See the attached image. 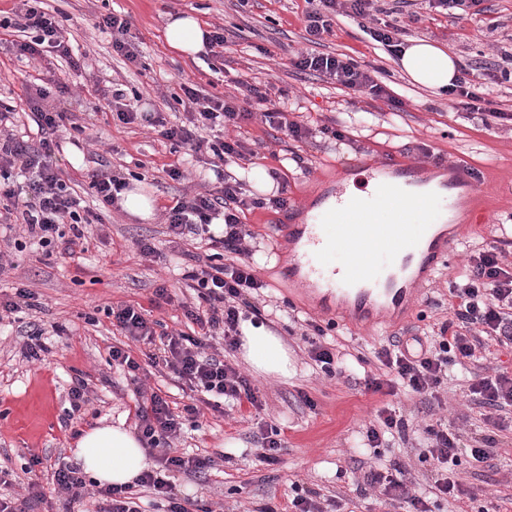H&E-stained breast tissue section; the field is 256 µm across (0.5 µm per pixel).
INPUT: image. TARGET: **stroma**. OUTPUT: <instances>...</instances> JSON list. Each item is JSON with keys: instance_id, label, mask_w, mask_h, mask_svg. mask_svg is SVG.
<instances>
[{"instance_id": "35a3bbf8", "label": "stroma", "mask_w": 512, "mask_h": 512, "mask_svg": "<svg viewBox=\"0 0 512 512\" xmlns=\"http://www.w3.org/2000/svg\"><path fill=\"white\" fill-rule=\"evenodd\" d=\"M45 6L62 22L71 43L89 51L92 66L75 71L49 55L36 62L21 61L16 33L0 29V104L25 112L27 87L47 88L49 104L74 113L85 128L81 134L68 128L56 134L59 147L53 161L61 177L88 206H95L85 173L91 159H99L112 171L137 174L154 198L155 210L152 219L144 221L116 205L103 209L102 223L87 227L88 250L72 258L33 248L16 251L6 245L0 229V250L6 253L1 260L6 270L0 274V294L11 295L13 286L22 282L43 304L19 321H0V468L12 471L15 478L13 485L0 486V496L25 497L32 473L37 474L44 495L55 496L58 465L78 463L75 429L118 423L134 428L135 390L108 364L111 347L125 340L107 318L108 306L132 304L167 330L186 328L178 303L191 300L194 292L186 287L182 269L199 249L194 242L170 238L165 210L182 194L213 189L216 177L197 166L184 180L170 179L165 167L177 158L171 143L150 127L113 119L110 106L113 91L137 92L139 111L163 112L178 123L189 110L181 101L182 82H193L206 94L224 92L223 75L212 72L203 60L183 57L168 46L166 16L181 12L194 14L206 26L232 31L225 58L235 78L270 81L303 97L307 123L314 132L308 142L279 138L276 130L257 119L241 128L256 153L255 164L287 175L289 202L310 200L318 191L334 187L342 166L355 164L361 156L378 161L398 157L425 165L436 155L482 175L485 212L483 223L467 227L451 261L438 266L421 284L418 302L406 321L364 331L346 325L330 330L327 342L344 354L343 373L333 378L309 358L302 329L291 321L292 316L309 314L311 307L289 301L283 272L290 255L275 231L279 212H246L244 222L259 248L257 274L272 302L281 307L280 312L264 314L262 321L287 347L294 373L285 380L260 375L251 372L241 356H233V364L260 389L264 410L259 413L248 405L226 415L209 410L200 427L185 425L179 450L211 458L213 465L201 475L175 474L177 490L206 500L212 512H256L266 504L286 512L297 486L337 502L339 512H401L379 491L360 490L362 474L369 467L384 470L400 463L415 469L418 490L430 491L439 474L430 463L419 461L422 443L417 437L379 455L366 445V428L385 398L366 392L364 378L380 374L371 355L388 337L408 336L447 318L449 283L462 271L469 252L492 244L499 224L512 214V125L486 128L463 121L449 108L447 96L413 85L398 61L374 45L356 20L345 16L335 18L334 34L324 41L323 51L382 67V80L392 95L405 101V111H390L381 100H351L336 83L297 72L291 57L310 48L303 0H249L244 7L238 0H45ZM481 7L480 14L461 19L421 8L416 18L404 19L406 37L436 42L456 59L480 64L503 51L512 52V0H482ZM115 11L133 24L139 64L114 55L110 37L93 28L98 17ZM323 125L347 127L348 140L340 145L320 135ZM293 151L303 157V167L290 161ZM144 239L162 242L164 261L140 254L137 244ZM162 284L167 285L172 304L155 305L153 291ZM31 322L63 327L61 334L45 335L51 353L42 363L24 356ZM78 376L89 379L91 393L83 420L73 425L67 416L68 391ZM398 408L413 429L431 419L447 420L457 428L465 447L494 436L491 459L475 463L465 455L455 468L462 486L475 489L477 497L454 507L458 512H512V429L495 427L454 390L435 400L402 396ZM261 419L281 430L286 451L278 464L254 463L256 423ZM35 457L40 460L36 466L31 463Z\"/></svg>"}]
</instances>
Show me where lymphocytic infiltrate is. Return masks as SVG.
<instances>
[{
    "mask_svg": "<svg viewBox=\"0 0 512 512\" xmlns=\"http://www.w3.org/2000/svg\"><path fill=\"white\" fill-rule=\"evenodd\" d=\"M43 0H19L13 17L0 20V28L23 33L17 42L18 55L37 59L44 53H56L73 70L84 69L87 54L74 53L61 22L42 7ZM306 32L311 40L332 35L333 19L344 14L371 21L377 0H305ZM301 72L318 74L347 89L353 95H369L386 100L392 111H403L402 99L391 95L379 81L380 67L362 64L345 54H312L300 52L291 60ZM471 63L461 62L459 74L447 94L457 112L478 115L483 125L512 123V113L497 108L488 89L477 86L469 78ZM186 100L195 107L185 122L173 124L163 113L148 116L147 121L157 135L182 148L196 162L219 171L220 166L248 161L254 152L241 137L228 136L227 130L241 122L257 118L275 127L291 140H306L311 130L295 117L297 107L287 91L272 83L236 81L233 91L205 95L192 82L181 83ZM45 88H36L27 96L28 117L37 126L39 141L30 144L16 138L6 124L12 110L0 111V224L21 225L30 239L60 256L71 257L84 250L88 238L85 225L97 221L91 210L83 209L73 188L63 181L51 158L54 134L60 127L83 132L73 113L47 105ZM26 173V187L12 179L13 171ZM217 193H197L179 198L165 216L170 235L178 238L206 239L209 249L219 257V264L187 267L184 280L190 281L197 293L192 304H183L184 317L198 331L156 334L153 323L140 310L127 304L107 308L113 326L132 341L150 345L147 357L153 366L166 369L188 385L191 391L212 398V410L250 405L262 409L259 390L229 360L238 347L239 323L248 315L258 314L255 298L265 288L258 277L251 242L253 232L244 224L245 212L255 209L281 210L287 207L283 195L254 197L248 195L241 182L221 174ZM223 219L224 229L215 235L210 231L214 219ZM512 250V228L502 229L495 245L472 251L459 281L448 288V317L436 323L431 331L401 339L389 337L374 357L383 368L378 376L365 380L366 391L385 396L437 395L447 387L453 368L468 371L471 400L490 414H512V374L498 371L483 374L474 371L478 350L489 344L512 345V265L505 254ZM197 405H184L174 411L167 399L156 391L139 390L135 406V427L145 449L155 459V469L142 472L131 486L103 485L97 493L106 505L99 512H142L134 501L132 489L139 486L152 490L165 501V512H211L197 500L179 496L165 472L200 473L211 465L210 459L186 457L177 453L171 441L187 420H197ZM409 425L394 406L384 405L366 429L369 447L392 448L396 441H407ZM425 450L419 459L433 462L444 471V478L434 488L446 499L457 501L464 494L458 480L451 477L452 467L460 463V438L447 424L435 422L422 428ZM368 487L381 488L392 500L406 504L409 512H432L426 497L414 488L410 469L395 465L383 472L369 469L363 475Z\"/></svg>",
    "mask_w": 512,
    "mask_h": 512,
    "instance_id": "lymphocytic-infiltrate-1",
    "label": "lymphocytic infiltrate"
}]
</instances>
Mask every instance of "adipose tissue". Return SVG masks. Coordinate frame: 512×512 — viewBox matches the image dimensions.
Wrapping results in <instances>:
<instances>
[{
  "label": "adipose tissue",
  "instance_id": "1",
  "mask_svg": "<svg viewBox=\"0 0 512 512\" xmlns=\"http://www.w3.org/2000/svg\"><path fill=\"white\" fill-rule=\"evenodd\" d=\"M204 35L205 30L194 15H168L165 38L180 54L199 55L204 49ZM400 67L414 83L437 95L457 76L454 59L426 39L412 41L405 48ZM241 332L242 354L255 372L282 378L291 375L288 351L279 336L248 320L242 322ZM77 456L85 473L101 484H128L148 466L136 434L120 425H101L83 432L77 441Z\"/></svg>",
  "mask_w": 512,
  "mask_h": 512
}]
</instances>
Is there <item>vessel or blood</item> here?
<instances>
[{"label":"vessel or blood","mask_w":512,"mask_h":512,"mask_svg":"<svg viewBox=\"0 0 512 512\" xmlns=\"http://www.w3.org/2000/svg\"><path fill=\"white\" fill-rule=\"evenodd\" d=\"M423 182L415 166L398 169L396 179H376L375 191L388 214L384 223L379 222L376 210L340 195L322 207L313 222L280 225L286 241L305 244L300 258L288 267L289 279L304 282L318 309L335 313L341 321L350 318L373 325L406 312L412 303L413 282L433 272L458 244L456 237L430 225L415 233L416 211L429 206ZM319 222L339 225L357 253L355 262L328 277L313 263L324 246L315 231Z\"/></svg>","instance_id":"vessel-or-blood-1"}]
</instances>
